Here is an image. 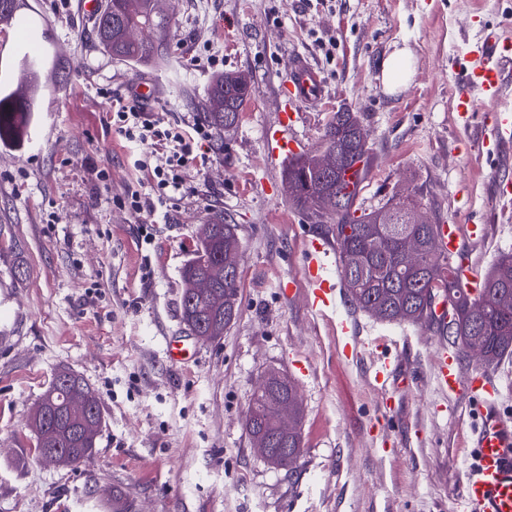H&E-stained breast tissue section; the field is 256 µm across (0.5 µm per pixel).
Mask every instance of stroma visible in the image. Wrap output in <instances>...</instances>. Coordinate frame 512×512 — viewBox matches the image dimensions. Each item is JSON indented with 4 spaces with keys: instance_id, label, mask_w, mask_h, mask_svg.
<instances>
[{
    "instance_id": "1",
    "label": "stroma",
    "mask_w": 512,
    "mask_h": 512,
    "mask_svg": "<svg viewBox=\"0 0 512 512\" xmlns=\"http://www.w3.org/2000/svg\"><path fill=\"white\" fill-rule=\"evenodd\" d=\"M166 10L167 55L139 68L99 48L81 0H18L17 16L36 24L42 70L22 145L0 142V512H112L116 497L130 512H455L467 398L440 390L427 326L379 321L343 292L333 315L309 308L304 242L327 227L289 203L263 133L286 72L307 57L326 98L289 137L314 150L337 110L360 113L373 158L362 207L411 193L436 223L486 225V239L463 253L483 276L512 249V204L493 191L496 152L475 147L481 115L466 124L454 110L453 65L487 30L512 38V0H167ZM2 41L0 90L10 91L27 47L14 24L0 25ZM403 42L415 74L390 95L380 65ZM225 71L248 73L254 93L223 145L203 144V173L189 172L144 244L147 215L117 203L149 190L141 152L110 127L105 93L153 82L144 111L190 123ZM218 213L242 241L241 301L223 337L203 342L180 316L182 268L197 228ZM288 281L293 293L281 294ZM344 321L408 367L397 415L377 404L372 358L343 359L334 326ZM175 339L192 353L177 365ZM63 368L96 390L102 413L97 453L76 468L43 463L28 425ZM270 370L302 401L304 449L290 470L258 457L244 428ZM378 420L386 455L367 431Z\"/></svg>"
}]
</instances>
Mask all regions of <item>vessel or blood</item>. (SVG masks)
<instances>
[{
  "label": "vessel or blood",
  "mask_w": 512,
  "mask_h": 512,
  "mask_svg": "<svg viewBox=\"0 0 512 512\" xmlns=\"http://www.w3.org/2000/svg\"><path fill=\"white\" fill-rule=\"evenodd\" d=\"M462 72L465 82L456 96L455 109L460 114L486 113L493 123L495 150L498 155L512 152V106L503 103L506 88L512 87V44L487 35L465 57ZM283 104L276 124L265 132L266 157L281 162L298 154L302 146L288 136L299 105L318 103L324 95L319 70L307 59H298L281 88ZM485 225L461 229L456 224L440 227L439 253L460 255L466 241L482 240ZM308 261L305 278L312 311L326 313L336 308L337 282L328 268L335 261V248L328 239H306ZM435 373L439 387L451 395H466L475 417L471 436L461 443L460 452L470 464L465 472L459 496V512H512V418L499 405L500 382L493 372L474 369L463 372L460 352L452 346H439Z\"/></svg>",
  "instance_id": "1"
}]
</instances>
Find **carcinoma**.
Instances as JSON below:
<instances>
[{
  "mask_svg": "<svg viewBox=\"0 0 512 512\" xmlns=\"http://www.w3.org/2000/svg\"><path fill=\"white\" fill-rule=\"evenodd\" d=\"M148 31L152 40L132 42L126 31ZM170 18L157 11L155 0H106L100 11L96 38L104 51L112 57L134 65L148 66L162 56L168 45ZM241 73H224L210 85L201 119L223 134L228 130L227 113L217 104L233 109L239 117L253 88L250 81H242ZM35 101L15 93L0 95V141L20 144ZM361 118L356 112L344 109L334 113L326 125L318 148L337 151L339 165L336 178L323 184L315 180L307 165L309 153L295 155L282 171L283 178L296 188L290 200L308 218L317 221L324 217L319 209V198L340 196V210H333L336 223L330 226L340 259L348 253L365 258L364 266L355 274L341 266L346 295L360 310L373 314L376 309L388 312L387 321L409 324H427L437 330L448 328V338L462 355L470 357V349L480 345L486 355L484 366L493 368L506 356H512V306L502 309L499 295L512 292V251L500 252L485 273L478 297L469 295L453 275L455 265L441 256L435 246V224H409L405 215L419 207L409 197H391L383 206L367 211L357 204L361 184L370 168L371 153L359 136ZM210 233L196 238L194 249L182 270V279L211 280L216 292L224 296V308H216L207 296H182L181 315L189 328L198 324L210 335L224 336V317L237 316L240 305V280L224 276L223 254L241 252L242 245L237 225L226 224L219 217L210 221ZM417 233L422 236L425 249L423 263L416 269L398 266V243L401 236ZM446 295L452 317L444 321L435 317L432 297ZM83 383V379L66 370L53 377L48 389L35 404L30 415V426L36 438V448L44 451L60 449L79 466L91 460L96 452L98 438L85 435L89 423L102 425L100 401L90 392L89 408L80 416L64 412L60 389L65 382ZM278 397L294 410V418L301 420L302 405L293 383L283 387L275 376L269 383L252 393L245 429L248 436L275 438L276 445L288 442V447L301 451L302 437L283 436L275 430L266 411V401Z\"/></svg>",
  "mask_w": 512,
  "mask_h": 512,
  "instance_id": "obj_1",
  "label": "carcinoma"
}]
</instances>
